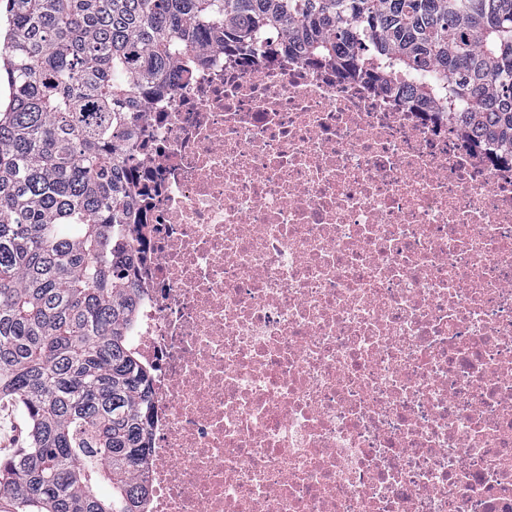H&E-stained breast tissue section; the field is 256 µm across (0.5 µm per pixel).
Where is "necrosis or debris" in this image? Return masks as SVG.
<instances>
[{
    "mask_svg": "<svg viewBox=\"0 0 512 512\" xmlns=\"http://www.w3.org/2000/svg\"><path fill=\"white\" fill-rule=\"evenodd\" d=\"M139 113L148 512H512V170L298 61Z\"/></svg>",
    "mask_w": 512,
    "mask_h": 512,
    "instance_id": "4bbe7bcc",
    "label": "necrosis or debris"
}]
</instances>
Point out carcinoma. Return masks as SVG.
Instances as JSON below:
<instances>
[{
    "mask_svg": "<svg viewBox=\"0 0 512 512\" xmlns=\"http://www.w3.org/2000/svg\"><path fill=\"white\" fill-rule=\"evenodd\" d=\"M0 63V401L28 439L0 512H146L150 368L128 242L136 114L221 47L328 65L512 164V0H8Z\"/></svg>",
    "mask_w": 512,
    "mask_h": 512,
    "instance_id": "obj_1",
    "label": "carcinoma"
}]
</instances>
